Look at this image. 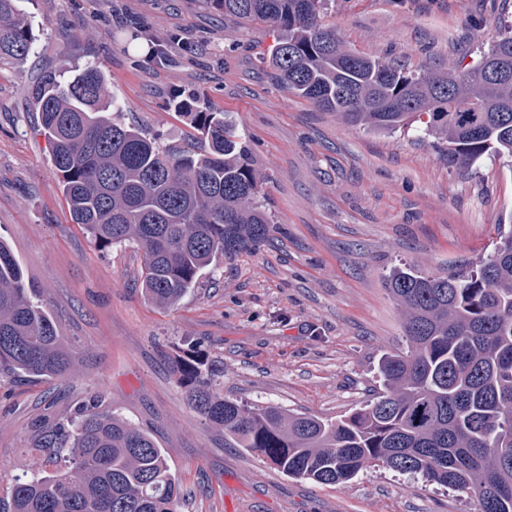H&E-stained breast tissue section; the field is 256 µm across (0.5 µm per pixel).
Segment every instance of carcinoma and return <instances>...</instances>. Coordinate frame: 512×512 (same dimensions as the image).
<instances>
[{"instance_id": "cac0c4a2", "label": "carcinoma", "mask_w": 512, "mask_h": 512, "mask_svg": "<svg viewBox=\"0 0 512 512\" xmlns=\"http://www.w3.org/2000/svg\"><path fill=\"white\" fill-rule=\"evenodd\" d=\"M209 2L226 16L277 28L268 55L275 78L346 123L392 133L418 122L421 137L442 142L450 168L512 158V78L482 76L486 63L512 56V26L474 67L421 74L340 41L323 21L324 0ZM32 45L17 0H0V59L22 60ZM106 96L105 75L89 65L65 80L46 76L32 105L73 223L103 247L134 243L145 296L174 307L217 258L267 240L260 176L242 135L200 98L174 102L197 144L179 150L125 124L121 103ZM386 286L404 316L409 349L381 355V391L349 415L333 422L227 400L203 361L178 356L173 370L189 404L234 447L289 477L336 485L385 467L465 491L476 512H512V230L468 270L396 267ZM71 363L0 242V373L51 380ZM41 447L66 456L69 466L16 483L11 512H178L181 488L163 449L114 414L87 409L73 430L46 431Z\"/></svg>"}]
</instances>
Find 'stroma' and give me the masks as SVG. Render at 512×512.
Masks as SVG:
<instances>
[{"mask_svg": "<svg viewBox=\"0 0 512 512\" xmlns=\"http://www.w3.org/2000/svg\"><path fill=\"white\" fill-rule=\"evenodd\" d=\"M34 43L0 61V241L69 348L48 382L0 378V512L10 490L62 470L39 441L90 398L149 431L182 491L179 512H473L470 497L370 468L336 486L282 474L232 447L187 403L170 357L198 352L225 398L338 420L378 388L408 340L385 277L468 267L512 223V162L452 169L436 139L383 136L289 93L266 65L269 24L208 0H20ZM348 46L427 72L462 69L512 24V0H329ZM168 44L163 63L148 47ZM99 67L123 118L164 147L190 146L172 102L194 94L246 138L271 218L259 249L220 259L172 308L143 294L134 244L103 248L73 224L28 89Z\"/></svg>", "mask_w": 512, "mask_h": 512, "instance_id": "1", "label": "stroma"}]
</instances>
